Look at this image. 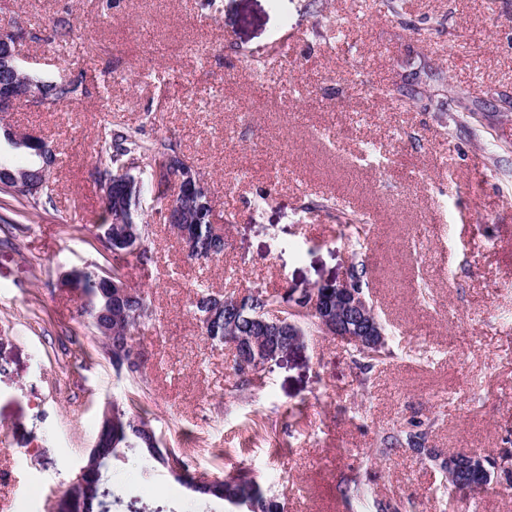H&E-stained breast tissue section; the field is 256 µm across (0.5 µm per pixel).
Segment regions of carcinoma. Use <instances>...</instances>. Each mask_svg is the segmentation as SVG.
<instances>
[{
    "instance_id": "carcinoma-1",
    "label": "carcinoma",
    "mask_w": 512,
    "mask_h": 512,
    "mask_svg": "<svg viewBox=\"0 0 512 512\" xmlns=\"http://www.w3.org/2000/svg\"><path fill=\"white\" fill-rule=\"evenodd\" d=\"M55 36L60 41L68 43L78 38L73 25L67 18H59L54 26ZM16 82L19 93L31 94L37 90L50 95L47 106H55L61 102L78 99L85 93L82 81H73L55 88L43 84L42 81L31 77H16L11 73H0V82ZM100 153L104 160L99 162L103 167L100 171L102 180L110 179L113 172L134 164L131 186L114 184L110 187L112 194V215L104 216L103 223L98 225L99 233L104 229H112V280L116 283L126 280L129 269L138 265L143 266L151 260L146 239L132 238L131 229L142 228L140 221L141 198L154 189L157 172L164 170L175 162L185 161L177 141L164 138L157 142H148L142 138V128L132 127L126 123L106 122L99 138ZM15 201L19 208L14 210L15 219L11 223L25 218V208H42L54 206V189L45 188L41 195L34 197L25 193L4 190ZM178 204L182 211V219L171 228L188 230L194 241V252L189 258L194 261H209L224 253V242L218 239L212 231L211 216L212 201L207 187L199 184L194 190V198H170L158 193L153 196V212L159 220H168L167 213L173 204ZM313 211L322 212L341 224L357 226L364 223L357 214L337 211L335 204L324 200L313 206ZM103 272L95 263H89L79 268L78 291L81 294L80 315L94 329L99 326L112 327V334L102 335L103 346L112 347V367L119 374H125L134 381L141 377V352L133 344V333L151 316L150 305L146 298L135 293L130 297L119 300L110 295L105 280L101 279ZM195 292L191 301L193 316L200 328L201 334L208 340L225 343L224 326L233 325L236 334L242 337L241 350L250 355L252 360L265 363L271 356V350L266 342L258 335V319L266 316L269 309L277 311L283 317V325L293 330L291 339L303 341L311 330L319 329L316 316L304 313L291 304V299L285 293H268L256 290V294L242 299L239 307L228 314L219 313L214 318L206 317L208 303L216 296L210 287L199 283L194 285ZM351 361L359 370L361 381H367L368 374L376 366L383 363L390 355L389 345L367 350L359 344L351 343ZM429 428L422 424L411 423L385 433L381 438L383 449L408 448L416 453H428ZM97 448L91 450L84 463L87 469L85 481L71 486L66 497L72 502V512H103L102 478L99 473L104 465L118 457L122 448H139L151 459L169 468L168 458H173L181 467L183 476L175 480L185 485L192 492L204 497L223 500L229 505L244 509L246 512H281L280 503L270 495L266 488L247 468H240L235 474L220 478L215 483L205 484L194 482V475L189 473L182 454L174 448L166 449V454L156 455L148 450V445L160 442L150 423L135 414L127 402H112V429L99 430L96 436Z\"/></svg>"
}]
</instances>
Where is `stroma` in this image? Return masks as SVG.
Listing matches in <instances>:
<instances>
[{
  "label": "stroma",
  "mask_w": 512,
  "mask_h": 512,
  "mask_svg": "<svg viewBox=\"0 0 512 512\" xmlns=\"http://www.w3.org/2000/svg\"><path fill=\"white\" fill-rule=\"evenodd\" d=\"M86 44L48 41L57 17ZM23 71L83 79L82 100L21 102L5 117L56 154V205L8 232L0 192V512H53L94 444L104 408L135 397L190 472L247 467L284 512H512V486L449 490L444 473L383 430L422 420L429 447L512 452V0H0ZM431 72L420 98L396 86ZM475 109L464 123L458 103ZM108 121L176 137L213 199L224 254L190 264L142 202L152 261L130 269L152 318L135 331L140 384L117 376L61 288L100 250L88 171ZM331 197L370 224L363 244L307 211ZM364 264L391 358L360 384L340 339L310 332L240 389L233 350L202 336L192 284L229 294L303 290ZM359 477L368 495L341 494ZM111 512H227L139 449L104 473Z\"/></svg>",
  "instance_id": "stroma-1"
}]
</instances>
